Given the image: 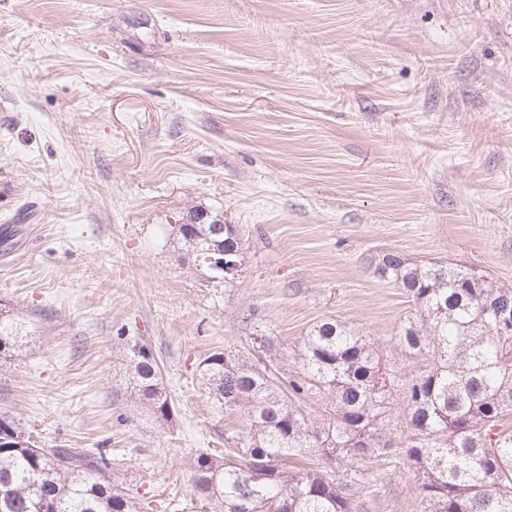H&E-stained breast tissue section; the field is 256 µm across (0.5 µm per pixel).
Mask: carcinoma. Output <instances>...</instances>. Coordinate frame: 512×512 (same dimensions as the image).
Returning a JSON list of instances; mask_svg holds the SVG:
<instances>
[{"instance_id":"1","label":"carcinoma","mask_w":512,"mask_h":512,"mask_svg":"<svg viewBox=\"0 0 512 512\" xmlns=\"http://www.w3.org/2000/svg\"><path fill=\"white\" fill-rule=\"evenodd\" d=\"M191 224L180 234L183 261L211 287L234 275L199 267L214 244L243 261L235 224ZM379 279L416 305L397 332L400 352L426 369L403 379L371 338L337 319L316 322L298 342L303 376L281 378L269 364L284 356L275 336L252 337V350H216L199 364V382L217 412L238 415L245 430H224V448L194 458L197 498L216 512H364L367 468L400 454L391 439L392 404L402 393L405 454L420 480L421 512H512V334L496 313L512 308V288L454 263H418L395 250L372 262ZM33 333L0 303V366L28 348ZM130 384L156 417L172 401L152 349L131 346ZM331 399L326 418L309 398ZM0 512H140L101 448L60 443L47 450L37 433L0 410Z\"/></svg>"}]
</instances>
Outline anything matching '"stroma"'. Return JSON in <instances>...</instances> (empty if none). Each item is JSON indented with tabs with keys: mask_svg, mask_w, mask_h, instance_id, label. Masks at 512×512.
Listing matches in <instances>:
<instances>
[{
	"mask_svg": "<svg viewBox=\"0 0 512 512\" xmlns=\"http://www.w3.org/2000/svg\"><path fill=\"white\" fill-rule=\"evenodd\" d=\"M192 209L238 225L232 286L180 264ZM7 224L0 303L35 336L0 408L44 446L109 450L141 512H172L224 445L206 353L257 329L290 352L333 318L412 377L395 336L415 305L372 257L512 287V0H0ZM137 341L169 421L132 390ZM369 473L368 512H421L405 456Z\"/></svg>",
	"mask_w": 512,
	"mask_h": 512,
	"instance_id": "obj_1",
	"label": "stroma"
}]
</instances>
